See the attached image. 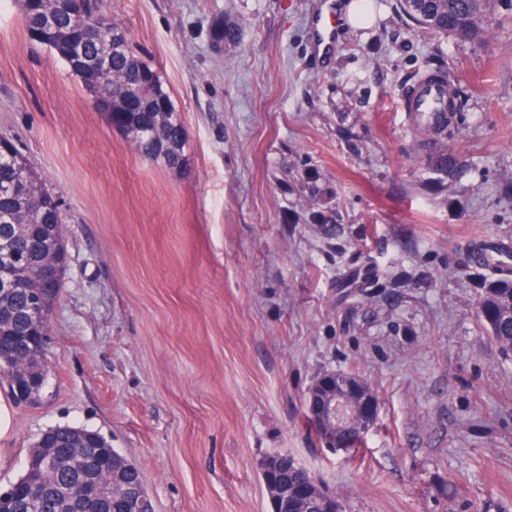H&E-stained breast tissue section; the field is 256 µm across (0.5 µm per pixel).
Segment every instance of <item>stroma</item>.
Returning a JSON list of instances; mask_svg holds the SVG:
<instances>
[{"instance_id":"1","label":"stroma","mask_w":512,"mask_h":512,"mask_svg":"<svg viewBox=\"0 0 512 512\" xmlns=\"http://www.w3.org/2000/svg\"><path fill=\"white\" fill-rule=\"evenodd\" d=\"M322 2L99 0L184 121L172 172L0 0V137L58 197L70 258L0 491L69 425L137 464L155 512H272L258 464L279 452L345 512H512V351L477 316L470 256L512 244V0L462 47L370 0L327 58ZM218 18L237 44L213 48ZM428 72L458 107L422 147L402 100ZM326 371L379 400L358 457L306 426Z\"/></svg>"}]
</instances>
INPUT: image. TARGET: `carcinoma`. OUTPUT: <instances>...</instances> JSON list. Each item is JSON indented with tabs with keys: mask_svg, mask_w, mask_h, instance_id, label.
Returning <instances> with one entry per match:
<instances>
[{
	"mask_svg": "<svg viewBox=\"0 0 512 512\" xmlns=\"http://www.w3.org/2000/svg\"><path fill=\"white\" fill-rule=\"evenodd\" d=\"M25 26L32 32L54 26L60 41L52 49L82 83L108 90L117 87L135 93L136 108L125 98H114L116 122L139 154L169 170L184 166L187 131L158 70L136 54L128 32L89 9L87 23L97 32L89 38L78 28L66 0H20ZM495 0H400V9L417 24L450 35L466 44L489 32ZM238 36L236 22L215 21L212 39L230 46ZM26 158L20 150L0 155V269L20 270L19 288L0 285V369L28 362L23 390L40 392L46 383L45 349L33 347L45 309L55 307L62 282L42 278L41 245L47 233L63 231L60 207L38 204L48 192L37 175L21 181ZM471 259L490 272L480 301V318L491 339L512 350V253L504 245L481 239L472 245ZM365 435L336 429V447L355 453ZM108 489L105 498L76 496L80 482ZM289 485L314 486L310 500L295 512H328L333 494L324 490L298 461L288 471ZM13 485L16 497L0 501V512H144L141 502H152L137 465L112 448L97 431L81 426L46 430L28 454L23 473Z\"/></svg>",
	"mask_w": 512,
	"mask_h": 512,
	"instance_id": "carcinoma-1",
	"label": "carcinoma"
}]
</instances>
